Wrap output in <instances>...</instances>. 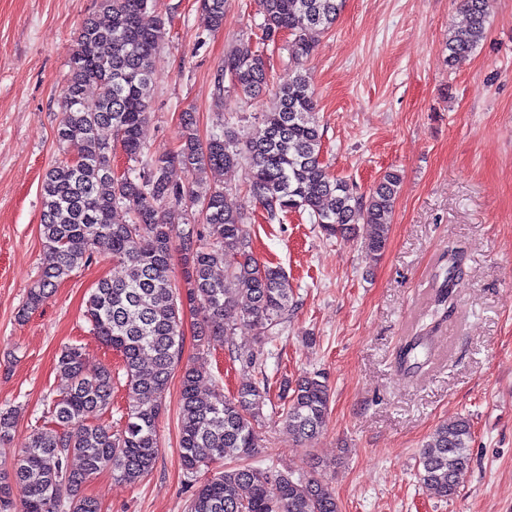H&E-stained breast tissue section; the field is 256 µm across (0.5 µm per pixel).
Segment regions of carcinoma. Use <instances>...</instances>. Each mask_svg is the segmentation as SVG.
<instances>
[{
    "label": "carcinoma",
    "instance_id": "1",
    "mask_svg": "<svg viewBox=\"0 0 512 512\" xmlns=\"http://www.w3.org/2000/svg\"><path fill=\"white\" fill-rule=\"evenodd\" d=\"M463 2L466 25L448 30L450 66L469 58L488 34L491 0ZM344 3L259 0L263 40L290 36L286 50L293 68L276 86L277 111L268 113L251 136L242 138L220 123L205 141L194 113L184 112L181 144L157 155L148 152L142 131L167 19L159 15L152 24L143 23L154 0H99L105 21L94 15L84 19L59 102L56 141L62 158L45 172L41 185V274L28 289L22 313L44 305L61 281L91 264L100 245L108 246L125 275L97 282L86 318L94 338L122 357L127 419L115 433L98 423L112 404L115 374L108 366L87 370L84 347L64 348L57 366L69 385L53 401L56 428L33 429L13 461L0 465V512L17 503L19 512H100L99 502L82 494L100 472L108 469L129 484L149 475L159 454L157 422L179 366L180 458L187 474H203L188 512H341L333 489L315 474L250 463L261 448L265 408L271 404L266 379L244 381L231 397L219 400L200 391L205 380L220 390L219 380L202 363L181 364V354L187 309L200 316L195 340L203 351L213 338L233 335L226 312L237 311L242 323L261 324L276 335L293 301L283 268L254 256L244 212L224 204V183L208 182L204 174L243 163L248 193L268 220L303 211L329 239L361 237L365 258L372 262L386 249L399 175L386 172L363 197L327 170L314 91L299 70ZM227 6L228 0H201L210 29L221 28ZM225 77L237 98L252 99L268 87L267 58L238 45L224 56L217 84ZM91 83L98 89L92 101L86 97ZM104 128L112 129V140L100 136ZM117 146L131 162L121 174L110 159ZM175 166L191 175L187 183L171 181L169 170ZM170 203L197 209L203 224L167 221ZM120 211L128 220H117ZM176 252L178 279L172 263ZM461 264V256L451 254L437 283L450 304ZM420 347L424 361H430L432 345L412 336L399 348L400 366L420 368ZM278 400L281 421L297 441H309L325 427L331 394L320 373L283 382ZM16 414L13 408L0 409V441L10 437ZM471 439L465 417L434 429L417 470L430 495L440 500L457 495L470 468Z\"/></svg>",
    "mask_w": 512,
    "mask_h": 512
}]
</instances>
